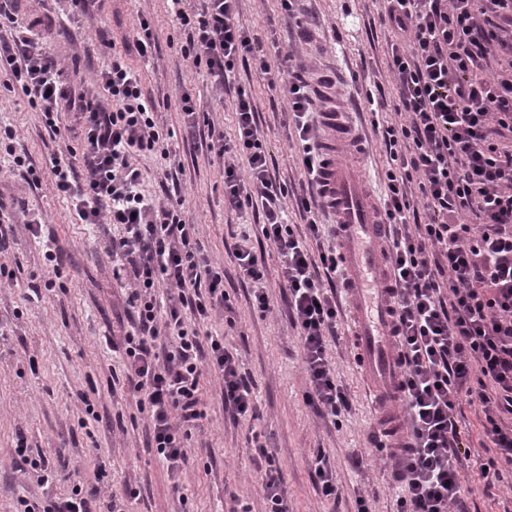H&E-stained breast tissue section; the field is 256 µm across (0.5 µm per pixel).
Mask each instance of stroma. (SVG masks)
<instances>
[{"label": "stroma", "instance_id": "35a3bbf8", "mask_svg": "<svg viewBox=\"0 0 512 512\" xmlns=\"http://www.w3.org/2000/svg\"><path fill=\"white\" fill-rule=\"evenodd\" d=\"M385 7L384 0H299L290 17L281 13L278 0L239 2L240 24L264 40L274 63L293 53L311 79L342 64L337 96L353 112L366 147L364 154L350 156L349 164L378 194L387 164L379 130L400 120L393 109ZM41 11L50 23L40 33L66 84L84 87L90 97L102 96L96 73L111 62L113 52H120L138 70L164 128H179L177 99L188 91L200 100L217 131L233 135V90L252 93L277 178L301 193L302 163L286 102L257 73L242 69L230 92L216 91L210 77L183 58L184 38L167 0H92L82 15L71 14L67 0L19 4L23 18ZM142 16L153 20L157 33V46L147 59L139 57L133 42ZM6 81L0 75V122L15 131L16 152L42 166L43 182L33 188L19 174L0 175V202L9 224L6 257L16 273L13 282L0 285V512H18L23 498L63 495L73 479L92 487L94 469L101 463L109 474L111 495L123 496L129 486L140 489L139 498L125 499L126 512H240L244 506L264 512L254 451L258 444L279 463L289 512H355L360 497L371 512H395L394 468L376 446L383 409L373 401L374 390L348 334L349 313H342L327 349L350 401L349 410L335 420L307 400L309 380L279 286L277 252L264 250L271 313L253 310L250 292L239 278L232 245L243 230L260 236L257 214L225 210L219 161L179 140L174 147L182 166L185 218L195 225L209 255L223 263L224 288L233 307L231 319L214 316L204 329L223 335L225 349L252 381L256 415H233L224 406L221 379L205 374L207 418L189 440L178 476L170 477L147 446L148 420L136 407L138 396L125 379L123 358L103 341L128 323L127 283L114 277L103 249L106 235H118L121 229L80 223L70 200L53 191L46 164L64 142L49 138L27 97ZM376 86L384 89L386 104L374 110L367 94ZM34 213L43 222L37 238L27 228ZM49 248L56 249L66 268L64 285L32 292V278L47 273L44 254ZM86 398L94 403L97 419H85ZM454 415L470 433V457L461 468L470 490L469 512H512V470L503 469L500 481L491 486L478 470L479 461L495 454L479 443V407L464 400ZM20 435L31 452L45 454L57 479L45 483L26 472L15 450ZM320 450L328 456L340 489L335 501L316 490L312 460ZM355 452L364 458L358 469L351 465Z\"/></svg>", "mask_w": 512, "mask_h": 512}]
</instances>
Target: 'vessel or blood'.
<instances>
[{"mask_svg": "<svg viewBox=\"0 0 512 512\" xmlns=\"http://www.w3.org/2000/svg\"><path fill=\"white\" fill-rule=\"evenodd\" d=\"M320 119L329 134L322 150L330 163L321 177L325 202L336 216V241L340 247L343 291L354 308L350 333L358 355L379 388L390 389L399 378L391 348L395 326L390 290L394 281L381 257L379 241L388 226L350 168L336 160L337 148L347 141L350 113L326 107Z\"/></svg>", "mask_w": 512, "mask_h": 512, "instance_id": "obj_1", "label": "vessel or blood"}]
</instances>
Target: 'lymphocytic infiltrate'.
I'll return each instance as SVG.
<instances>
[{"instance_id": "f902f5d3", "label": "lymphocytic infiltrate", "mask_w": 512, "mask_h": 512, "mask_svg": "<svg viewBox=\"0 0 512 512\" xmlns=\"http://www.w3.org/2000/svg\"><path fill=\"white\" fill-rule=\"evenodd\" d=\"M185 36L182 55L229 87L238 65H250L278 91L293 117L308 185L320 165L315 114L320 107L306 77L272 69L261 38L238 20L239 0H200L188 11L169 0ZM18 0H0V42L9 81L42 114L50 138L67 137L52 153L53 187L68 197L84 224H118L122 236L106 251L115 277L129 285V327L106 337L122 353L127 380L149 421L147 445L170 474H178L185 443L207 416L204 374L220 375L224 404L238 416L254 409L253 392L223 338L201 324L227 309L224 267L206 253L183 216L181 195L145 194L139 160L170 161L174 131L157 126L154 105L120 55L102 67L106 98L90 100L66 86L50 50L20 21ZM395 37L389 69L398 92L399 124L384 128L388 153L382 249L396 286L392 347L402 378L396 386L406 416L402 436L389 439L398 480L396 512H465L460 480L466 433L453 411L460 398L479 404L480 435L495 448L483 478L498 464L512 467V71H488L489 57L512 55V0H387ZM183 134L218 159L224 206L261 208V232L280 257L279 278L303 353L309 401L332 417L349 408L327 357L335 337L340 276L336 247L312 255L289 210L313 237L322 227L318 193L291 196L278 183L260 130V115L237 90L233 137L206 128L204 109L190 92L180 96ZM233 255L256 308L271 309L264 258L249 237ZM165 288L166 299L156 291Z\"/></svg>"}]
</instances>
